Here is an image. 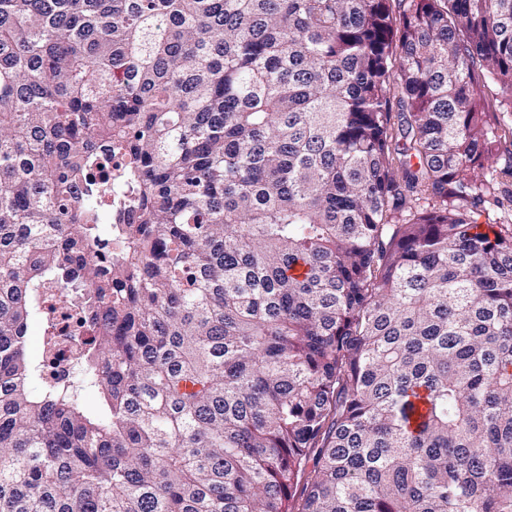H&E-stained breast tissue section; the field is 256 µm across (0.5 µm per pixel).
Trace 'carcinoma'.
I'll use <instances>...</instances> for the list:
<instances>
[{
    "label": "carcinoma",
    "mask_w": 512,
    "mask_h": 512,
    "mask_svg": "<svg viewBox=\"0 0 512 512\" xmlns=\"http://www.w3.org/2000/svg\"><path fill=\"white\" fill-rule=\"evenodd\" d=\"M401 2L0 0V512H512V0ZM481 96L488 105L486 112L494 113L496 119L505 127L512 126V112H502L503 107L500 105L502 93L498 85L488 83L485 87L481 86ZM57 315L60 321L58 338L56 343L51 345H47L44 341L43 354L47 374L67 378L76 365L75 358L81 351L83 341L86 336H89V333L80 329L73 311L62 310ZM43 340V325L38 317H34L28 323L26 336V352L31 361L41 358L40 348Z\"/></svg>",
    "instance_id": "1"
}]
</instances>
